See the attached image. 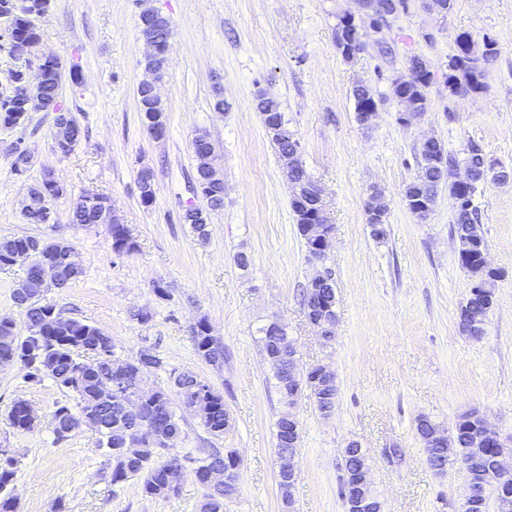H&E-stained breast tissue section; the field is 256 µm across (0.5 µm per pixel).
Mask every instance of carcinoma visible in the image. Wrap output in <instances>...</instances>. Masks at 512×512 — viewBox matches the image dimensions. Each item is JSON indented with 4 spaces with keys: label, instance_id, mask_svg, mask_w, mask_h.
<instances>
[{
    "label": "carcinoma",
    "instance_id": "1",
    "mask_svg": "<svg viewBox=\"0 0 512 512\" xmlns=\"http://www.w3.org/2000/svg\"><path fill=\"white\" fill-rule=\"evenodd\" d=\"M42 0H0V13L6 15L8 25L0 29V50L9 54L18 53L23 48L40 41V32L35 24L36 13L40 9ZM456 51L448 58L446 80L451 93H477L484 88L483 79L487 65L497 54L495 42L483 41L479 45L474 42L467 32L458 34L455 38ZM37 68L41 71V79L36 84H30L20 71L12 76L13 96L9 101L0 103V126L16 128L24 124L27 112L26 102L30 97L53 100L58 97L60 86L64 77L72 82H80V72L77 66L64 68L62 62L56 57L42 58ZM434 78L431 64L428 61L411 62L407 73L397 77L400 81V104L404 107H413L420 111L427 109L426 90ZM140 102L143 106L140 111L149 112V116L161 117L160 123H167V116L163 105L153 103L143 96L142 89H137ZM355 101V110L362 112L369 108L378 107V100L373 92L364 85H357L352 90ZM257 109L262 115L263 123L278 122L281 129L278 134L271 137L279 158H284L288 150L296 142L294 134L288 129L284 115L280 111L277 101L263 95L257 98ZM196 157V186L195 191L205 193L207 205L205 209L187 210L183 213L185 223L191 225L198 237L205 239L208 236L209 212L221 209L224 206V196L221 194L206 195L205 184L212 179L216 170L211 164L209 150L198 144L194 145ZM464 163L470 166L477 176L482 178L487 170L488 163L480 145L470 143L460 157L448 150L433 156L423 157V165L419 174L404 188V198L414 199L423 197L435 201L439 189L446 185L453 198L454 207V233L460 228L470 227L472 233L479 241H484L479 224H477L476 208L473 205V196L477 186L460 190L449 187L445 171L452 165ZM11 169L18 176L25 175L30 169L25 149L18 146L13 153ZM65 184L58 180H43L29 189L33 197L31 206L23 212L25 221L29 224L42 223V199L57 200L67 195ZM106 197L100 195L84 196L76 202L71 216L74 224H105L112 228L110 237L112 249L118 254L130 253L136 249V242L126 226L112 216V210L104 207ZM72 250L65 240H45L36 236H18L0 240V271L12 269L11 256L19 251H30L45 258L63 263ZM53 284H35L33 288L40 292L22 312L23 327H18L12 319L0 318V359L19 358L33 363L28 369L27 376L33 382H41L46 378L53 380L58 386L75 394L76 404L70 406L62 404L57 406L53 416L60 420H83L99 434V447L108 465L111 467V481L119 485L132 478H139L142 482L143 493L149 497L167 498L178 492L179 487L170 483L168 474L171 468H182L178 455L168 457L167 463L162 464L142 457H128L117 452L125 439L136 432L142 422L127 416L123 409L112 401L109 385L112 366V343L109 335L102 329L82 320L66 317L56 305L44 301V293ZM334 297L333 284L323 287L316 285L305 287L302 292V304L305 306L318 305ZM208 327L205 320L197 322V327L191 329V336L196 353L205 361L221 365L224 363V345L212 346L204 329ZM292 341L286 332L272 337L264 335L263 348L271 355L288 353ZM147 366V370L163 367L164 361L155 351L137 357L128 368L137 370L139 365ZM293 375V382H288V375ZM276 387L283 399H288V390L300 395L307 389L311 394L321 395L323 391L316 388L312 381V372L301 373L298 370L288 371V363L280 359L275 366ZM183 405H196L195 414L201 420L206 430L215 437L224 435V395L214 388H209L204 395H199L195 387L187 382H180L177 391ZM161 433L165 436H180L181 426L172 406V400L167 398L160 402L157 409ZM8 424L18 432H29L34 429L36 420L28 411V402L18 398L14 401L8 413ZM453 448L433 449L429 451L431 466L442 471L448 462L455 459L463 450L474 456L484 454V449L476 446L473 421L469 416L461 417L454 429ZM220 464L226 468L237 465L235 452L229 450L225 453L212 451L207 453L194 469L195 479H200L205 470ZM16 460L7 450L0 449V512H17L16 498L12 493L11 485L15 477ZM238 489H233L228 495L222 488H206L204 498L200 504V512H224L226 501L234 498Z\"/></svg>",
    "mask_w": 512,
    "mask_h": 512
}]
</instances>
